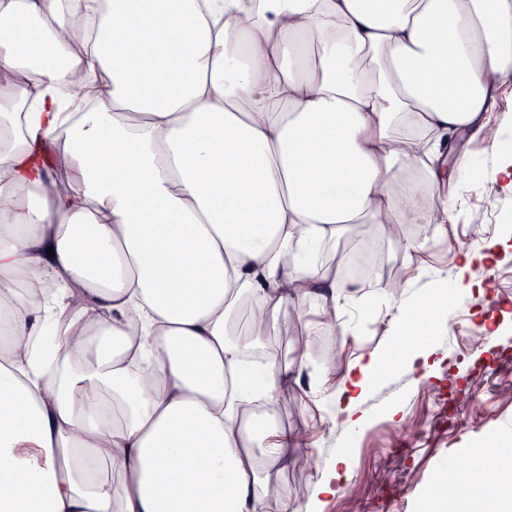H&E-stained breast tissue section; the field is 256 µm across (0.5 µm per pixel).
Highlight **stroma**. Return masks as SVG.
<instances>
[{
	"label": "stroma",
	"instance_id": "1",
	"mask_svg": "<svg viewBox=\"0 0 512 512\" xmlns=\"http://www.w3.org/2000/svg\"><path fill=\"white\" fill-rule=\"evenodd\" d=\"M469 150L482 186L476 192L463 181L454 186L445 235L421 233L406 224L398 250L384 236L374 237L384 256L376 273L382 278L387 271L397 272L399 287L376 297L352 289L340 325L327 336L309 333L315 307L300 315L289 306L281 310L279 318L288 330L274 343L296 364L275 415L289 431H310L306 446L291 451L294 458L309 459V466H292L279 476L289 503L305 505L313 483L337 453L348 449L353 464L347 485L323 512H418L446 462H457L454 479L465 482L482 446L512 448V255L472 268L470 278L482 284L483 293L468 294L457 278L462 252L476 245L472 225H484L485 238L512 245V194L496 181V149L475 142ZM434 289L447 291L452 299L446 327L432 337L431 376L420 380L397 367L378 377L360 403L371 424L350 440L343 421L326 409L337 380L362 351L388 347L400 301ZM487 322L500 325L501 334L479 347L468 342L470 331L482 330ZM307 335L313 345L303 354L297 342ZM396 404L402 405L404 419H387Z\"/></svg>",
	"mask_w": 512,
	"mask_h": 512
}]
</instances>
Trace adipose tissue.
<instances>
[{
  "mask_svg": "<svg viewBox=\"0 0 512 512\" xmlns=\"http://www.w3.org/2000/svg\"><path fill=\"white\" fill-rule=\"evenodd\" d=\"M0 78V512H296L305 434L244 417L291 370L244 362L283 306L335 331L346 228L445 232L464 142L512 133V0H0ZM442 298L397 306L395 364L428 373ZM381 362L336 387L352 435ZM360 230L358 228H350L345 231L342 236L336 240V248L328 247L323 252V259L327 263L333 264L337 269L348 261L349 257L360 247Z\"/></svg>",
  "mask_w": 512,
  "mask_h": 512,
  "instance_id": "adipose-tissue-1",
  "label": "adipose tissue"
}]
</instances>
